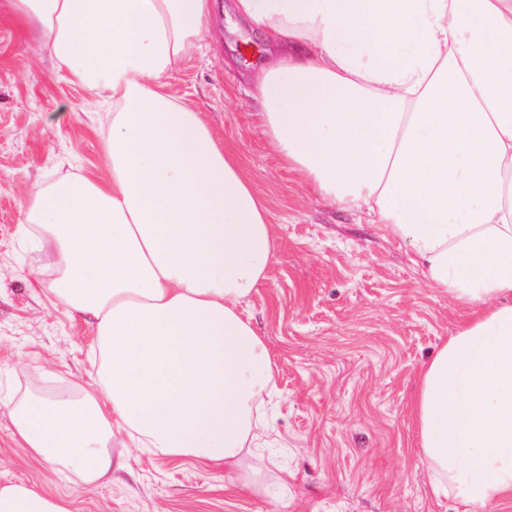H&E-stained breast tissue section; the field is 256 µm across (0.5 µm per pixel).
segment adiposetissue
Returning a JSON list of instances; mask_svg holds the SVG:
<instances>
[{
	"label": "adipose tissue",
	"mask_w": 512,
	"mask_h": 512,
	"mask_svg": "<svg viewBox=\"0 0 512 512\" xmlns=\"http://www.w3.org/2000/svg\"><path fill=\"white\" fill-rule=\"evenodd\" d=\"M276 49L253 98L273 150L321 199L404 242L470 314L417 374L433 492L512 500V0H234ZM211 0H0L72 82L112 101L110 177L74 173L22 205L57 256L37 285L95 333L91 382L13 402L14 435L86 488L128 445L225 471L252 455L274 387L242 305L277 251L240 158L166 79ZM0 512H71L24 484Z\"/></svg>",
	"instance_id": "obj_1"
}]
</instances>
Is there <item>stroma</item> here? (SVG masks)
Listing matches in <instances>:
<instances>
[{"mask_svg":"<svg viewBox=\"0 0 512 512\" xmlns=\"http://www.w3.org/2000/svg\"><path fill=\"white\" fill-rule=\"evenodd\" d=\"M215 0L211 34L168 78L240 157L268 202L278 243L243 310L268 344L275 394L263 452L269 470L227 490L223 469L131 449L132 472L94 490L35 460L12 436L8 402L91 380V329L34 288L20 205L40 185L82 170L105 180L100 131L110 118L45 46L0 26V487L23 483L72 512H465L433 493L410 407L418 369L467 315L430 287L408 247L368 217L312 193L273 151L252 106L269 47Z\"/></svg>","mask_w":512,"mask_h":512,"instance_id":"35a3bbf8","label":"stroma"}]
</instances>
